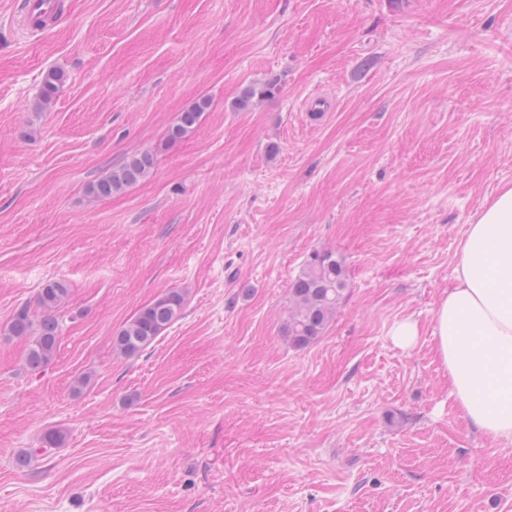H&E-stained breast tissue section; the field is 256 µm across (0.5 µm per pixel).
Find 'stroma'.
<instances>
[{"label": "stroma", "mask_w": 512, "mask_h": 512, "mask_svg": "<svg viewBox=\"0 0 512 512\" xmlns=\"http://www.w3.org/2000/svg\"><path fill=\"white\" fill-rule=\"evenodd\" d=\"M17 2L0 0V512H512V446L466 422L430 335L468 224L512 183V0H66L37 34ZM51 70L63 86L34 110ZM317 91L330 111H309ZM145 150L148 178L86 197ZM322 249L348 295L296 349L289 288ZM55 281L60 345L34 371L4 329ZM170 290L182 317L119 354ZM275 86L273 83L267 84H250L244 87L240 96L236 100V108L239 110L247 109L255 100H260L271 96L274 93ZM210 106L207 98H201L183 112H179L172 125L168 128L165 144H173L185 138L200 123L202 115ZM183 309L181 292L160 295L124 323L114 336L115 348L127 358L138 356L182 316ZM389 336L400 349H413L418 343L419 336H421L419 322L411 316L405 317L394 323Z\"/></svg>", "instance_id": "obj_1"}]
</instances>
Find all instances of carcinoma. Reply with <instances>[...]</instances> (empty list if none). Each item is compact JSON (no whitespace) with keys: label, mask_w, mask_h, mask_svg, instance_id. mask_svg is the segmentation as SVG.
Instances as JSON below:
<instances>
[{"label":"carcinoma","mask_w":512,"mask_h":512,"mask_svg":"<svg viewBox=\"0 0 512 512\" xmlns=\"http://www.w3.org/2000/svg\"><path fill=\"white\" fill-rule=\"evenodd\" d=\"M62 85L63 74L56 70L48 72L34 107L46 108ZM274 89L272 83L250 84L244 87L236 100V108L245 110L254 101L273 95ZM209 106V100L201 98L178 113L167 130L165 143L173 144L191 133ZM155 163L156 153L152 151L132 154L107 176L89 183L86 195L102 199L121 193L145 180L154 170ZM347 290L345 266L334 252L317 250L307 257L290 288L288 339L293 347H306L321 337L344 302ZM68 293L69 288L61 282L45 285L37 296L40 318H33L23 307L6 327L9 335L28 338L24 361L33 370L49 364L56 354L59 344L56 312L65 303ZM183 309L184 296L181 292L172 290L160 295L124 323L114 336L115 348L127 358L138 356L182 316Z\"/></svg>","instance_id":"1"}]
</instances>
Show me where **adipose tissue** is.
Wrapping results in <instances>:
<instances>
[{"instance_id": "adipose-tissue-1", "label": "adipose tissue", "mask_w": 512, "mask_h": 512, "mask_svg": "<svg viewBox=\"0 0 512 512\" xmlns=\"http://www.w3.org/2000/svg\"><path fill=\"white\" fill-rule=\"evenodd\" d=\"M431 338L469 425L512 443V186L483 203L461 239Z\"/></svg>"}]
</instances>
